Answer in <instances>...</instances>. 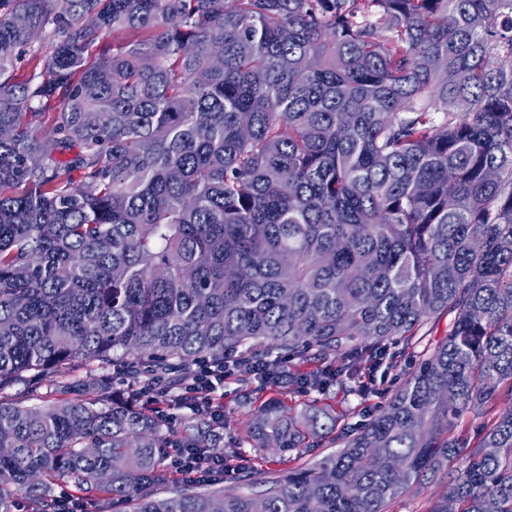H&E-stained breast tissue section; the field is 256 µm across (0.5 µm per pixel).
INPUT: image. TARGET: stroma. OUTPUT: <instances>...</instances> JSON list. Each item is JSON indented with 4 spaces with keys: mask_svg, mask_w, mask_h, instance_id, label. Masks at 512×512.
Segmentation results:
<instances>
[{
    "mask_svg": "<svg viewBox=\"0 0 512 512\" xmlns=\"http://www.w3.org/2000/svg\"><path fill=\"white\" fill-rule=\"evenodd\" d=\"M448 322V317H441L435 325L425 327L412 344L388 347L377 363L357 364L351 375L340 381L334 376L335 361L314 364L303 358L286 363L287 376L283 379L264 380L241 371L225 380L219 446L225 456L231 457L232 465L224 471V487L245 492L254 480L282 476L314 462L323 454L322 449L316 448L303 455L293 451L280 456L252 447L246 432L259 408L277 403L290 416L298 417L313 403L327 413L340 415L341 428H356L391 397L418 356L442 339ZM315 369L322 371L326 386L322 393L312 395L306 392L301 380ZM130 382V377L122 372L79 360L63 374H47L17 384L8 394L33 405L78 399L89 393L117 403L127 399Z\"/></svg>",
    "mask_w": 512,
    "mask_h": 512,
    "instance_id": "35a3bbf8",
    "label": "stroma"
}]
</instances>
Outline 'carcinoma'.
Listing matches in <instances>:
<instances>
[{
	"mask_svg": "<svg viewBox=\"0 0 512 512\" xmlns=\"http://www.w3.org/2000/svg\"><path fill=\"white\" fill-rule=\"evenodd\" d=\"M445 314L355 435L259 410L257 448L340 450L247 494L160 495L155 415L0 396V512H390L454 461L431 512H512V0H0V391L119 352L372 360Z\"/></svg>",
	"mask_w": 512,
	"mask_h": 512,
	"instance_id": "obj_1",
	"label": "carcinoma"
}]
</instances>
